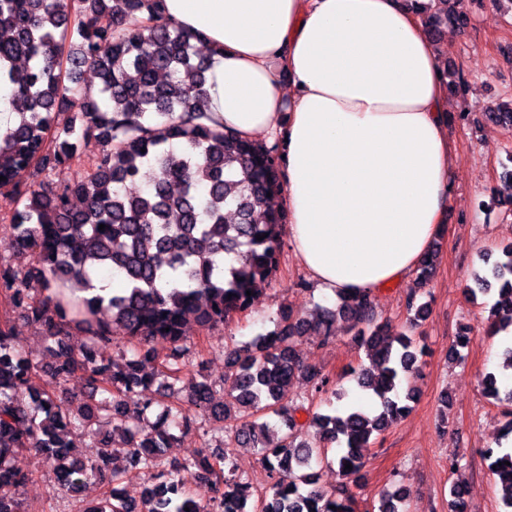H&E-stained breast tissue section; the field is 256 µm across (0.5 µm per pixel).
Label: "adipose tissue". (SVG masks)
<instances>
[{"label": "adipose tissue", "instance_id": "1", "mask_svg": "<svg viewBox=\"0 0 512 512\" xmlns=\"http://www.w3.org/2000/svg\"><path fill=\"white\" fill-rule=\"evenodd\" d=\"M213 50L225 130L277 147L295 255L329 296L405 283L453 192L442 51L413 0H162Z\"/></svg>", "mask_w": 512, "mask_h": 512}]
</instances>
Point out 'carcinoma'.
Masks as SVG:
<instances>
[{
  "mask_svg": "<svg viewBox=\"0 0 512 512\" xmlns=\"http://www.w3.org/2000/svg\"><path fill=\"white\" fill-rule=\"evenodd\" d=\"M160 2L0 0V117L8 114L0 120V188L11 189L16 201L4 246L34 258L22 276L0 270V301L41 326L52 357L45 367L33 361L16 346L14 328L0 326V512H26L29 453L43 456L76 499L96 481L110 486L80 512H356L349 486L361 481V450L404 417L414 398V388L402 383L424 353L413 332L427 304L410 289L402 331L378 318L364 292L340 295L309 319L283 310L274 330L225 350L221 384L187 369L186 315L210 329L247 310L246 291L279 268L286 213L266 207L283 189L277 150L227 132L214 119L204 91L212 55L197 52L200 40L168 21ZM430 4L421 20L431 32L467 25L463 0ZM85 70L100 79L95 94L79 86ZM485 118L512 128V102ZM93 140L109 148L89 157L84 172L48 180ZM28 168L44 179L21 189L16 178ZM136 182L145 188L131 195L127 184ZM433 271L428 254L416 268V284L427 285ZM492 275L497 288L478 274L466 292L497 294L487 327L495 337L512 332V242L501 248ZM114 276L122 288L94 293V282L109 284ZM338 318L369 360L355 387L379 403L370 410L346 405L335 414L307 409V425L319 434L311 440L297 418L304 405L284 395L300 380L325 391L329 379L303 362L298 344L310 329L328 342ZM70 328L94 347L66 344ZM125 338L135 342L129 356L97 351ZM469 343L470 327L463 325L449 358L462 357ZM42 376L64 390L81 379L88 389L82 407L74 410L41 389ZM216 387L230 401H215ZM175 390L180 403L169 400ZM483 390L512 406V388L499 385L495 374L485 377ZM196 415L256 450L273 480L267 492L255 493L236 475L222 436L214 447L207 442L186 458L167 459L166 449ZM77 431L98 436L104 451L86 461L70 456ZM331 445L343 482L323 490L316 467L329 462ZM118 453L128 460L122 469L113 466ZM485 455L502 486L503 512H512V452L488 448ZM141 474L153 480L140 498L125 497L122 484ZM202 480L217 488L210 505L189 494V485ZM410 499L399 487L380 498L377 512H410ZM448 512H470L459 484L450 485Z\"/></svg>",
  "mask_w": 512,
  "mask_h": 512,
  "instance_id": "carcinoma-1",
  "label": "carcinoma"
}]
</instances>
